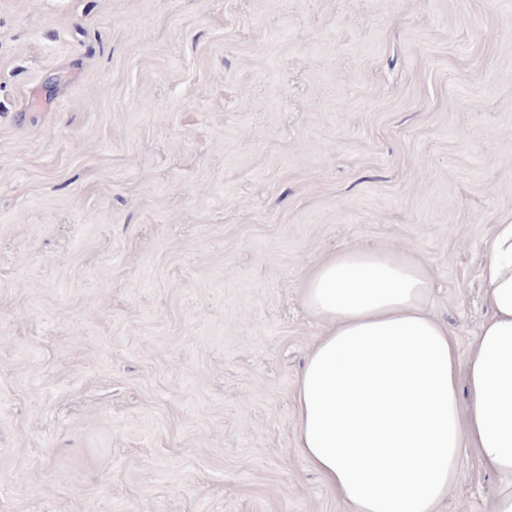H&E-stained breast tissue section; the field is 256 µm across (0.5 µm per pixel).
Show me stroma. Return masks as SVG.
Masks as SVG:
<instances>
[{
  "label": "stroma",
  "instance_id": "35a3bbf8",
  "mask_svg": "<svg viewBox=\"0 0 512 512\" xmlns=\"http://www.w3.org/2000/svg\"><path fill=\"white\" fill-rule=\"evenodd\" d=\"M509 222L512 0H0V512H347L304 279L408 251L463 355Z\"/></svg>",
  "mask_w": 512,
  "mask_h": 512
}]
</instances>
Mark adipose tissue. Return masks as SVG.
<instances>
[{"mask_svg": "<svg viewBox=\"0 0 512 512\" xmlns=\"http://www.w3.org/2000/svg\"><path fill=\"white\" fill-rule=\"evenodd\" d=\"M480 279L488 316L463 356L405 252L347 247L305 279L325 330L297 380V448L348 512H434L467 448L499 480L492 512H512V224Z\"/></svg>", "mask_w": 512, "mask_h": 512, "instance_id": "adipose-tissue-1", "label": "adipose tissue"}]
</instances>
